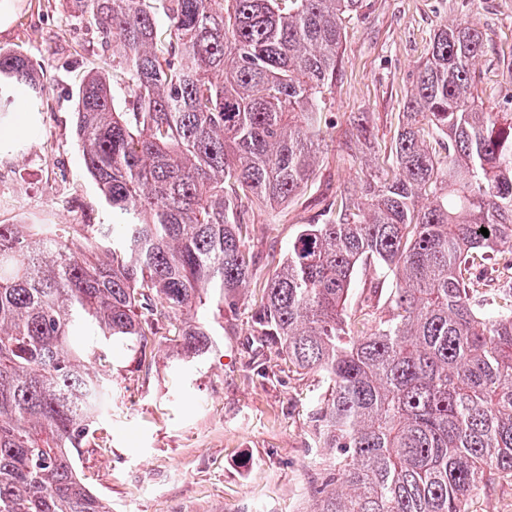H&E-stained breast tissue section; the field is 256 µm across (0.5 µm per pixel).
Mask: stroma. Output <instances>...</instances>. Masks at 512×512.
Wrapping results in <instances>:
<instances>
[{
    "label": "stroma",
    "mask_w": 512,
    "mask_h": 512,
    "mask_svg": "<svg viewBox=\"0 0 512 512\" xmlns=\"http://www.w3.org/2000/svg\"><path fill=\"white\" fill-rule=\"evenodd\" d=\"M470 21L484 36L476 63L485 110L505 111L502 72L512 65V0H363L345 22L341 68L326 93L321 161L308 188L278 205L249 212L248 246L256 274L249 297L224 312L215 352L173 362L165 336L146 352L116 348L100 373L112 380V405L82 449L83 483L112 512H305L323 475L310 446V411L323 391L270 349L265 369L250 364L248 313L301 225L317 222L344 189L375 167L390 144L416 74L440 24ZM0 48L41 64L45 86L37 106L41 127L0 160V224H108L100 195L76 144L74 114L85 74L107 51L96 29L72 17L67 0H24ZM373 132L371 146L348 157L339 140L358 114ZM468 512H512V477L494 475L475 489Z\"/></svg>",
    "instance_id": "35a3bbf8"
}]
</instances>
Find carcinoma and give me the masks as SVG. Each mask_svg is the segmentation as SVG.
<instances>
[{"mask_svg": "<svg viewBox=\"0 0 512 512\" xmlns=\"http://www.w3.org/2000/svg\"><path fill=\"white\" fill-rule=\"evenodd\" d=\"M360 2L70 0L120 70L83 80L75 135L123 223L0 224V512H112L77 471L112 394L90 369L118 344L146 351L160 323L179 361L215 347L224 322L198 312L245 295L253 203L313 175ZM483 49L468 22L439 26L391 167L301 225L252 311L254 357L276 344L325 385L311 512H468L487 474L512 475V288H480L512 270V112L478 103ZM2 78L40 85L14 50ZM371 265L394 276L386 320L348 307Z\"/></svg>", "mask_w": 512, "mask_h": 512, "instance_id": "1", "label": "carcinoma"}]
</instances>
